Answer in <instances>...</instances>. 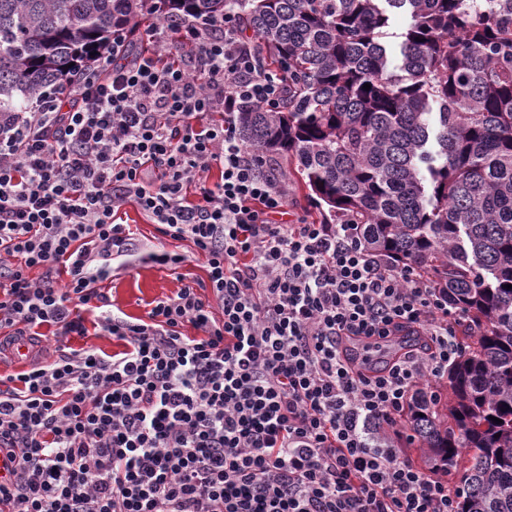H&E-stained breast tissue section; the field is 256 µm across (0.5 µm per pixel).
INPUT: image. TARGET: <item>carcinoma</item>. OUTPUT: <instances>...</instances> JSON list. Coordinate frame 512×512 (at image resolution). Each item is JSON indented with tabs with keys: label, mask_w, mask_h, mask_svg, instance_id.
<instances>
[{
	"label": "carcinoma",
	"mask_w": 512,
	"mask_h": 512,
	"mask_svg": "<svg viewBox=\"0 0 512 512\" xmlns=\"http://www.w3.org/2000/svg\"><path fill=\"white\" fill-rule=\"evenodd\" d=\"M230 13L284 86L238 114L244 145L287 158L323 220L360 225L461 313L408 443L457 512H512V0H0V121L71 90L119 29Z\"/></svg>",
	"instance_id": "1"
}]
</instances>
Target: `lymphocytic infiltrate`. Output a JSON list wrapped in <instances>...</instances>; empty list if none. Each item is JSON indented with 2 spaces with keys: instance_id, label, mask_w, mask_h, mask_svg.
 Segmentation results:
<instances>
[{
  "instance_id": "1",
  "label": "lymphocytic infiltrate",
  "mask_w": 512,
  "mask_h": 512,
  "mask_svg": "<svg viewBox=\"0 0 512 512\" xmlns=\"http://www.w3.org/2000/svg\"><path fill=\"white\" fill-rule=\"evenodd\" d=\"M172 29L149 31L148 54L116 32L73 93L0 132V338L84 336L87 310L123 343L0 389V512H454L447 478L394 444L456 355L444 290L366 251L358 225L275 222L286 177L236 117L281 80L232 15ZM130 204L205 257L211 299L187 285L147 319L111 311ZM404 330L427 348L379 369L344 346Z\"/></svg>"
}]
</instances>
